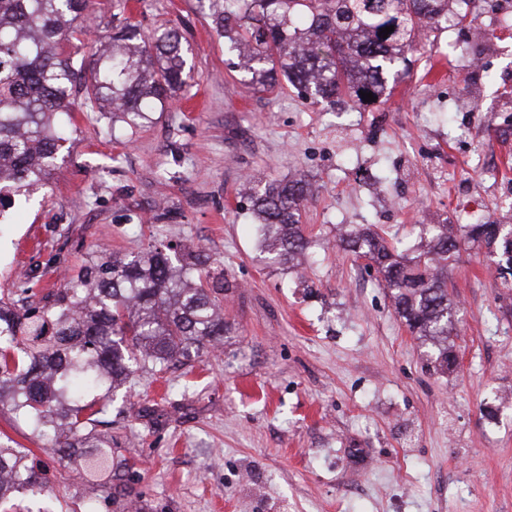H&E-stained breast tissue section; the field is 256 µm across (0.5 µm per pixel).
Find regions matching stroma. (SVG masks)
Returning <instances> with one entry per match:
<instances>
[{"mask_svg":"<svg viewBox=\"0 0 512 512\" xmlns=\"http://www.w3.org/2000/svg\"><path fill=\"white\" fill-rule=\"evenodd\" d=\"M416 35L409 74L359 107L254 90L197 0H136L143 30L187 40V92L134 135L76 114L44 198L15 197L0 224V291L41 297L104 254L176 242L202 248L224 296L223 344L134 377L102 434L112 482L141 512H512V276L487 248L452 271L456 361L427 353L376 280L341 251L342 228L374 224L416 256L423 224L512 223V0ZM498 30L476 44L470 29ZM445 65L431 79L433 62ZM305 177L311 261L268 263L246 177ZM54 478L17 512H84L85 480L0 409V435Z\"/></svg>","mask_w":512,"mask_h":512,"instance_id":"obj_1","label":"stroma"}]
</instances>
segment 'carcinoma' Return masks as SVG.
I'll list each match as a JSON object with an SVG mask.
<instances>
[{
  "instance_id": "1",
  "label": "carcinoma",
  "mask_w": 512,
  "mask_h": 512,
  "mask_svg": "<svg viewBox=\"0 0 512 512\" xmlns=\"http://www.w3.org/2000/svg\"><path fill=\"white\" fill-rule=\"evenodd\" d=\"M211 28L236 66L257 88L287 79L305 98L331 102L360 92L379 98L394 67L409 69L420 24L448 23L450 0H208ZM110 46L74 58L64 44L85 34L78 19L89 0H0V218L15 195L48 185L70 129L58 121L75 110L111 105V129L132 131L156 104L185 90L184 45L174 29L145 36L115 0ZM394 27L388 37L382 28ZM249 185L251 210L262 225L261 247L280 265L297 266L310 241L302 218L310 183L302 178ZM511 224L486 221L453 233L428 225L424 250L410 258L371 225L345 230L338 246L371 261L409 330L430 346L437 370L450 369L453 302L448 266L467 241L500 246L512 274ZM209 256L197 249L150 246L126 258L102 257L43 297L37 309L0 297V406L28 423L32 438L74 457L85 476L112 473V441L96 424L112 410V392L138 370L164 369L218 346L228 326L224 288H205ZM48 485L29 448L0 439V507Z\"/></svg>"
}]
</instances>
